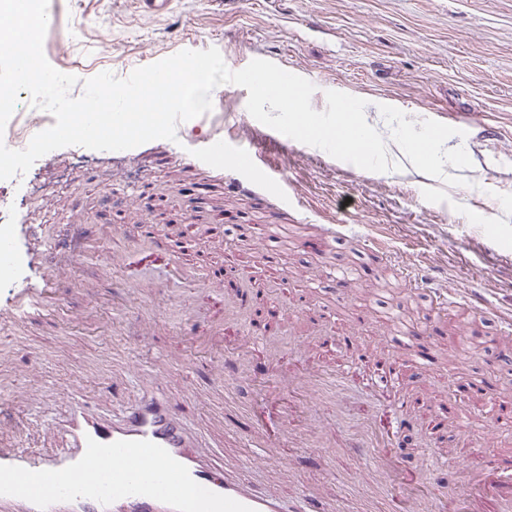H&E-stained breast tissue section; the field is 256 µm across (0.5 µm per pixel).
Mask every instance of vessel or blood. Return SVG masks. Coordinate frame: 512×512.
Masks as SVG:
<instances>
[{"instance_id": "1", "label": "vessel or blood", "mask_w": 512, "mask_h": 512, "mask_svg": "<svg viewBox=\"0 0 512 512\" xmlns=\"http://www.w3.org/2000/svg\"><path fill=\"white\" fill-rule=\"evenodd\" d=\"M244 172L255 171L258 156L240 148L225 155L222 144L207 148L204 159L219 167L224 158ZM173 278L211 290L214 280L198 278L188 263L170 261ZM54 274L44 270L37 288H24L15 305L0 309V326L18 324L38 308L54 301ZM223 324L211 336L186 335L189 356L222 345ZM469 390L484 396L493 408L494 423L512 421V402L488 394L483 381L474 380ZM30 399L13 395L0 403V512H284L274 493H255L245 477L227 467L204 464L193 452L192 438L171 402L159 395L130 406L123 419L113 422L96 414L86 401L73 402L62 430L73 448L68 452L36 448L27 443L15 421L26 415ZM242 439L261 444L253 467L271 464L276 449L267 445L260 423L241 432ZM368 446L377 468L399 477L398 458L392 443L371 437ZM487 466L483 451L471 449L465 463L468 480L484 485Z\"/></svg>"}]
</instances>
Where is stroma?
Masks as SVG:
<instances>
[{
  "label": "stroma",
  "instance_id": "35a3bbf8",
  "mask_svg": "<svg viewBox=\"0 0 512 512\" xmlns=\"http://www.w3.org/2000/svg\"><path fill=\"white\" fill-rule=\"evenodd\" d=\"M48 11L58 30L46 33L44 55L78 77L71 97L99 73L124 78L179 51L214 47L230 67L282 61L314 84L315 110H325L330 90L365 99L385 137L415 140L441 125L443 153L471 163L444 183L377 176L261 124L246 108L247 89L234 84L215 88L212 110L181 122L176 140L89 149L78 164L70 148L54 150L0 181V222L14 232L16 256L40 252L59 273L55 307L0 333V351L9 354L0 369L17 387L53 399L57 412L90 399L115 415L150 386L127 375L113 392L117 361L165 364L168 392L187 402L184 418L215 442L218 458L248 469L258 489L293 506L321 489L328 512H360L368 501L378 512H406L398 484L369 481L373 461L361 438L369 426L398 444L405 474L427 488L433 512H453L467 492L461 471L416 472L420 456L473 445L492 465L512 456V427L475 418L464 431L436 429L429 408L468 379L512 392V353L501 349L498 319L430 303L401 268H418L452 291L478 289L512 312V0H175L161 16L145 14L136 0H49ZM245 135L259 173L238 172L228 160L223 179L211 178L201 151L212 139L234 145ZM263 173L287 179V203H257ZM140 220L163 248L139 235ZM242 224L250 236L239 235ZM326 224L336 225L335 235L319 237ZM377 232L394 257L371 248L367 237ZM121 249L130 263L118 268L112 256ZM180 251L203 274L228 258L238 264L219 291L185 287L169 281L166 266ZM266 251L276 254L277 270H263ZM141 276L160 285L153 300L130 288ZM397 312L423 332L427 373L387 333ZM219 320L223 349L184 362L181 328L202 336ZM254 325L275 339L278 354L267 358L258 347L239 356L227 375L237 407L265 400L291 370L311 365L345 376L341 390L316 401L294 392L266 400L271 433L287 414L299 428H326L318 464H304L308 447L281 442L280 458L292 466L287 478L275 468L251 471L255 449L213 425L208 363L222 361ZM474 327L478 355L449 344V329L466 335ZM258 359L267 373L255 379L247 371ZM400 392L425 403L409 426L394 411Z\"/></svg>",
  "mask_w": 512,
  "mask_h": 512
}]
</instances>
